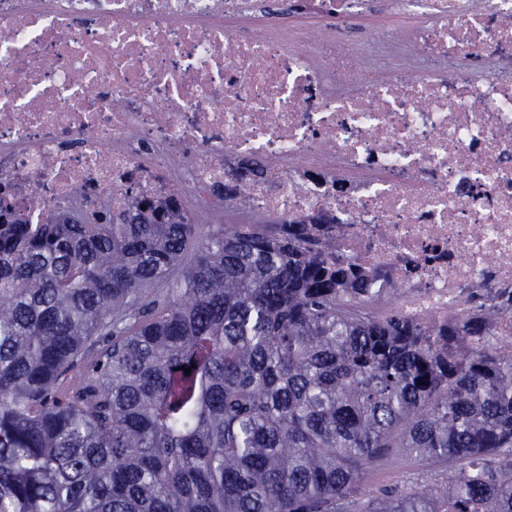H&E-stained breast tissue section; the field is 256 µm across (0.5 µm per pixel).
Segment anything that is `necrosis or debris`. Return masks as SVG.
<instances>
[{
    "label": "necrosis or debris",
    "instance_id": "obj_1",
    "mask_svg": "<svg viewBox=\"0 0 512 512\" xmlns=\"http://www.w3.org/2000/svg\"><path fill=\"white\" fill-rule=\"evenodd\" d=\"M0 185L294 222L377 315L512 350V0H0Z\"/></svg>",
    "mask_w": 512,
    "mask_h": 512
}]
</instances>
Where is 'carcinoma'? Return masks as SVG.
I'll use <instances>...</instances> for the list:
<instances>
[{
	"label": "carcinoma",
	"mask_w": 512,
	"mask_h": 512,
	"mask_svg": "<svg viewBox=\"0 0 512 512\" xmlns=\"http://www.w3.org/2000/svg\"><path fill=\"white\" fill-rule=\"evenodd\" d=\"M18 213L0 204V512H512L494 313L380 319L291 224ZM392 448L442 469L364 488Z\"/></svg>",
	"instance_id": "obj_1"
}]
</instances>
